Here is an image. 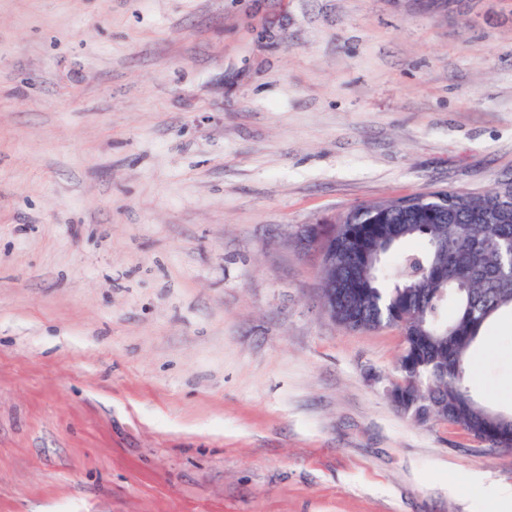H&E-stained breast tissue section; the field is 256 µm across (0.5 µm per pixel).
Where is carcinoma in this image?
Listing matches in <instances>:
<instances>
[{
	"label": "carcinoma",
	"mask_w": 512,
	"mask_h": 512,
	"mask_svg": "<svg viewBox=\"0 0 512 512\" xmlns=\"http://www.w3.org/2000/svg\"><path fill=\"white\" fill-rule=\"evenodd\" d=\"M511 196L508 181L482 196L460 191L447 212L431 219V202L419 194L412 211L389 199L354 208L336 224V259L354 263L359 279L352 286L336 282V321L352 330L396 327L399 311L410 310L405 330L421 338L404 343L398 359L395 392L416 391L406 415L420 424L457 425L488 448H512V423L471 394L467 372L483 329L512 310V274L502 267L512 243V207L503 198ZM413 240L422 249L408 253L386 283L384 260Z\"/></svg>",
	"instance_id": "obj_1"
}]
</instances>
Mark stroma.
Here are the masks:
<instances>
[{"mask_svg": "<svg viewBox=\"0 0 512 512\" xmlns=\"http://www.w3.org/2000/svg\"><path fill=\"white\" fill-rule=\"evenodd\" d=\"M510 179L512 0H0V512H482L299 231Z\"/></svg>", "mask_w": 512, "mask_h": 512, "instance_id": "35a3bbf8", "label": "stroma"}]
</instances>
